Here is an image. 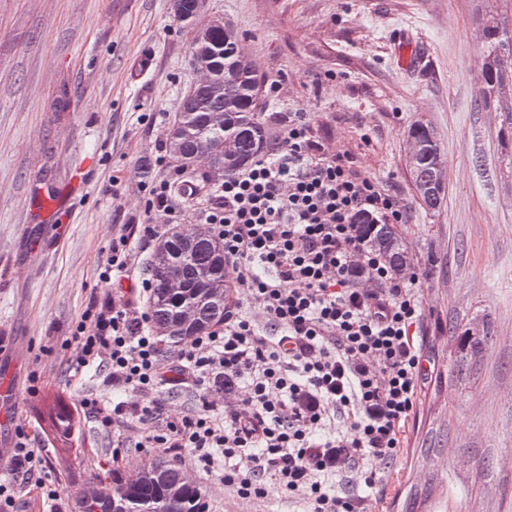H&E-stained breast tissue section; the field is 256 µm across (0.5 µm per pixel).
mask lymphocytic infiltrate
Listing matches in <instances>:
<instances>
[{
    "instance_id": "obj_1",
    "label": "lymphocytic infiltrate",
    "mask_w": 512,
    "mask_h": 512,
    "mask_svg": "<svg viewBox=\"0 0 512 512\" xmlns=\"http://www.w3.org/2000/svg\"><path fill=\"white\" fill-rule=\"evenodd\" d=\"M173 211L169 181H156L147 223L112 239L102 276L128 286L87 308L73 340L79 367L102 369L120 396L108 407L82 398L86 416L104 428L138 418L150 426L144 447L191 454L240 499L263 498L270 477L309 512H367L363 496L327 481L374 488L378 464L403 454L431 371L416 337L420 275L394 271L365 228L406 223V209L354 154L327 153L306 115H289L274 151L218 182L196 214L224 244L231 300L222 324L166 363L145 307L150 281L130 270ZM167 387L194 391L197 406L169 418ZM338 422L348 431L333 432ZM49 472L17 431L0 512H16L17 486Z\"/></svg>"
}]
</instances>
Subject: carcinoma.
<instances>
[{
	"label": "carcinoma",
	"mask_w": 512,
	"mask_h": 512,
	"mask_svg": "<svg viewBox=\"0 0 512 512\" xmlns=\"http://www.w3.org/2000/svg\"><path fill=\"white\" fill-rule=\"evenodd\" d=\"M238 45L239 36L229 27L213 32L206 56L190 53L193 64L209 67L212 78L224 84V93L215 96L201 85H192L181 92L178 111L170 121L169 133L178 135L179 143L175 149L167 147L169 163L187 174L175 187L186 199L197 196L200 186L212 184L207 173L198 172L197 161L221 163L228 176L269 154L272 147L268 124L259 108L260 80L251 63L239 54ZM482 50L485 63L494 71L484 69L481 75L496 82L512 80V30L496 23L485 35ZM215 114L222 115V122L212 121ZM228 139L236 147L232 157L224 154V141ZM433 163L432 156L424 157L411 184L428 183ZM189 238L191 243L185 245L175 232H169L148 261L152 326L165 329L161 338L167 344L184 343L224 321V309L205 300L211 289L227 286L223 243L203 224L189 229ZM371 243L388 264L396 269L403 267L406 250L390 225H378ZM166 256L173 258L189 296L196 298L198 325L194 330L177 321V304L166 288L170 269ZM42 418L61 447H69L73 421L64 400L55 396L45 402ZM116 490L115 498L98 501L92 512H204L196 491L184 487L182 471L164 461L119 480Z\"/></svg>",
	"instance_id": "carcinoma-1"
}]
</instances>
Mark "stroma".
I'll return each mask as SVG.
<instances>
[{
    "instance_id": "1",
    "label": "stroma",
    "mask_w": 512,
    "mask_h": 512,
    "mask_svg": "<svg viewBox=\"0 0 512 512\" xmlns=\"http://www.w3.org/2000/svg\"><path fill=\"white\" fill-rule=\"evenodd\" d=\"M249 48L271 132L307 113L329 151L354 153L409 211L399 235L415 271L420 337L434 361L405 425L408 453L386 470L370 512H512V129L480 108L483 60L474 41L488 11L512 27V0H209ZM191 35L170 0H0V339L21 383L0 448L15 429L52 453L62 512L74 486L115 484L167 453L142 448L131 418L126 447L80 410L108 400L102 372H75L72 340L92 299L112 293L100 276L113 234L145 222L147 186L175 180L169 120L198 71ZM66 107H59V99ZM432 127L448 172L442 209L425 212L404 164L409 128ZM489 328L472 353L465 332ZM38 393H30V385ZM63 397L73 448L57 459L38 406ZM207 512H306L268 484L242 500L219 474L192 470Z\"/></svg>"
}]
</instances>
